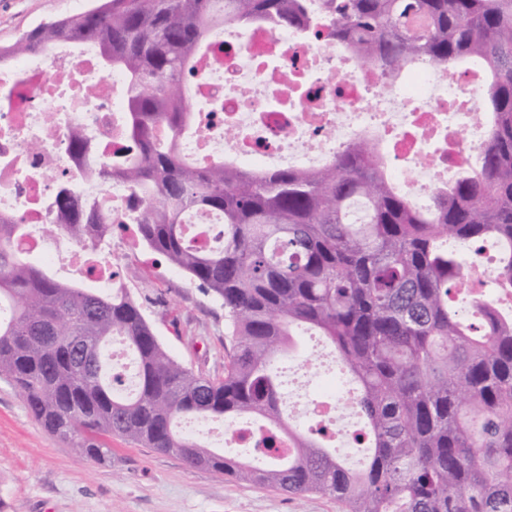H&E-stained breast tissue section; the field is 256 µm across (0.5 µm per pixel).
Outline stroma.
Returning <instances> with one entry per match:
<instances>
[{"mask_svg":"<svg viewBox=\"0 0 512 512\" xmlns=\"http://www.w3.org/2000/svg\"><path fill=\"white\" fill-rule=\"evenodd\" d=\"M64 0H0V43L66 16ZM123 278L169 354L194 372L224 374V308L168 262L123 238ZM0 512H342L335 498L242 484L150 448L112 441L98 463L46 432L18 389L0 380Z\"/></svg>","mask_w":512,"mask_h":512,"instance_id":"obj_1","label":"stroma"}]
</instances>
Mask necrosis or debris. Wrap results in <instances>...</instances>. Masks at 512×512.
Returning <instances> with one entry per match:
<instances>
[{
  "mask_svg": "<svg viewBox=\"0 0 512 512\" xmlns=\"http://www.w3.org/2000/svg\"><path fill=\"white\" fill-rule=\"evenodd\" d=\"M483 73L475 62L416 60L386 85L375 63L327 37L261 23L217 27L186 82L196 121L180 149L201 165L313 170L367 139L393 186L424 208L457 171L478 162L489 125L476 111ZM127 88L126 75L106 68L90 45L61 42L0 65V219L26 225L15 242L19 252L56 272H79L96 288L121 281L116 241L91 250L44 227L72 175L70 127L82 129L89 164L127 157ZM80 191L109 221L128 222L123 182L91 180ZM351 403L335 383L294 412L332 423Z\"/></svg>",
  "mask_w": 512,
  "mask_h": 512,
  "instance_id": "necrosis-or-debris-1",
  "label": "necrosis or debris"
}]
</instances>
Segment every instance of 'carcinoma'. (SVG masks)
Returning a JSON list of instances; mask_svg holds the SVG:
<instances>
[{"mask_svg": "<svg viewBox=\"0 0 512 512\" xmlns=\"http://www.w3.org/2000/svg\"><path fill=\"white\" fill-rule=\"evenodd\" d=\"M91 0L0 46V62L94 46L128 77L132 155L86 179L119 178L141 202L136 241L224 307L231 348L224 377L173 360L124 286L97 290L32 265L0 223V379L32 418L86 458L112 460V438L179 457L239 483L335 498L343 512H512V317L475 303L474 324L453 286L499 244L495 287L512 291V0ZM269 23L327 36L378 62L384 79L408 62L472 59L488 74L477 112L491 125L479 164L418 208L384 176L373 146L355 143L317 171L198 166L177 148L194 121L183 82L217 25ZM74 161L85 139L68 134ZM51 232L89 248L112 225L74 189ZM219 214L224 234L200 242L184 220ZM455 241L467 254L448 247ZM305 327L335 348L354 386L367 462L348 466L283 415L277 361ZM136 363L113 377L112 343ZM186 418L244 419L267 433L262 459L228 457L180 430ZM288 436L291 452H273Z\"/></svg>", "mask_w": 512, "mask_h": 512, "instance_id": "obj_1", "label": "carcinoma"}]
</instances>
